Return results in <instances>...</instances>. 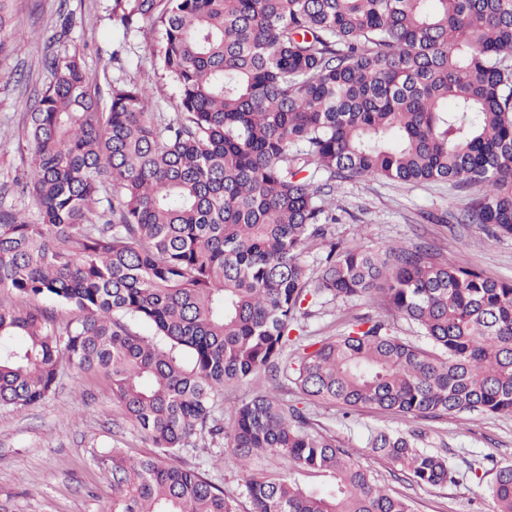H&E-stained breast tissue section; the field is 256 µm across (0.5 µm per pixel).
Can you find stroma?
<instances>
[{
	"label": "stroma",
	"mask_w": 512,
	"mask_h": 512,
	"mask_svg": "<svg viewBox=\"0 0 512 512\" xmlns=\"http://www.w3.org/2000/svg\"><path fill=\"white\" fill-rule=\"evenodd\" d=\"M110 0H13L12 23L28 43L0 52V206L34 209L31 196L11 185L30 169L32 148L23 115L50 79L42 58L63 15H70L69 51L79 55L91 85L107 100L111 84L147 86L157 111L177 113V91L162 71L157 47L161 33L145 26L130 33L113 28ZM470 197L445 182L403 185L384 178L337 184L338 220L325 238L310 244L301 261L315 277L330 244L374 250L393 242L427 245L439 259L512 280V237H496L479 224H458ZM359 318L381 319L393 334L420 347L428 341L419 327L391 311L383 297L319 301L302 318V333L319 341L342 334ZM311 431L336 437L341 447L387 488L406 495L414 512H493L495 469L512 463V415H447L408 420L371 407L306 403ZM378 428L422 434L421 445L447 457L454 480L441 487L420 485L366 449ZM138 459L155 450L113 401L109 379L62 364L56 389L40 404L17 412L0 408V512H110L112 451ZM224 441L196 438L178 454L179 466L208 477L236 497L238 512H251L246 471L221 463Z\"/></svg>",
	"instance_id": "obj_1"
}]
</instances>
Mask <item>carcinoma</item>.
Returning a JSON list of instances; mask_svg holds the SVG:
<instances>
[{
  "mask_svg": "<svg viewBox=\"0 0 512 512\" xmlns=\"http://www.w3.org/2000/svg\"><path fill=\"white\" fill-rule=\"evenodd\" d=\"M9 2L0 35L19 51ZM109 19L160 28L180 112L156 111L131 82L99 110L64 20L43 60L52 80L25 114L38 212L0 208V290L75 317L60 327L45 309L0 303V408L45 400L64 360L104 373L159 449H112V512H238L173 463L205 433L224 435L226 465L270 455L324 478L303 488L252 473V512H412L334 436L308 432L296 405L258 391L223 421L214 397L262 373L309 400L411 420L512 415V281L405 243L333 249L312 286L300 263L336 221L322 194L337 181L476 185L461 222L512 236V0H111ZM375 291L432 350L357 320L288 360L306 300ZM420 441L377 429L367 449L418 484L452 481ZM493 499L512 512V464L496 470Z\"/></svg>",
  "mask_w": 512,
  "mask_h": 512,
  "instance_id": "obj_1",
  "label": "carcinoma"
}]
</instances>
